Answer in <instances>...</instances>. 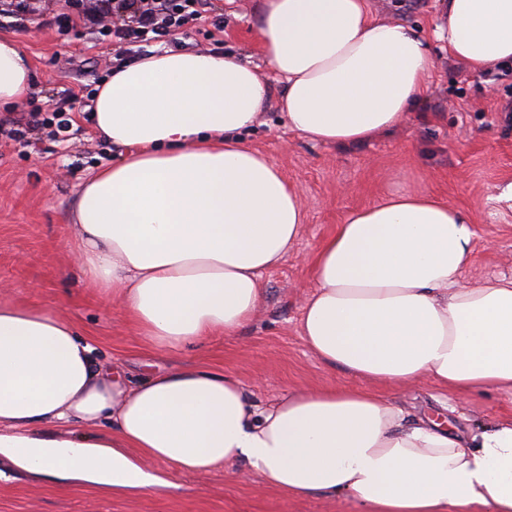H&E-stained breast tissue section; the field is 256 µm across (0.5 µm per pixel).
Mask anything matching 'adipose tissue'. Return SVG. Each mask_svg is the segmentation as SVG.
I'll list each match as a JSON object with an SVG mask.
<instances>
[{
	"label": "adipose tissue",
	"instance_id": "1",
	"mask_svg": "<svg viewBox=\"0 0 512 512\" xmlns=\"http://www.w3.org/2000/svg\"><path fill=\"white\" fill-rule=\"evenodd\" d=\"M436 37L473 70L512 68V0H439ZM257 36L284 85L288 127L351 146L395 129L429 89L435 58L370 0H261ZM33 83L0 36V106ZM269 96L234 54L166 49L115 66L90 120L124 149L73 203L80 267L147 344L174 353L234 336L262 277L294 247L306 208L246 142ZM477 231L435 196L405 192L352 212L317 248L299 334L363 389L291 392L261 407L239 378L176 365L132 381L50 307L0 300V457L59 484L151 495L162 463L256 472L291 497L349 494L366 512H512V417L456 434L408 420L381 394L416 380L512 403V276L466 287ZM105 423L101 434L87 428Z\"/></svg>",
	"mask_w": 512,
	"mask_h": 512
}]
</instances>
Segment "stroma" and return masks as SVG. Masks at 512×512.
Segmentation results:
<instances>
[{
  "mask_svg": "<svg viewBox=\"0 0 512 512\" xmlns=\"http://www.w3.org/2000/svg\"><path fill=\"white\" fill-rule=\"evenodd\" d=\"M258 6L259 0H211L210 13L224 17L225 51L259 65ZM372 6L381 18L404 22L431 41L437 69L418 114L365 144L313 143L288 132L277 106L281 89L272 85L247 140L298 191L308 211L304 233L288 256L264 273V301L253 321L239 335L211 338L178 359L235 374L263 405L288 391L356 384L343 370L321 365L298 332L313 286V255L352 211L401 192L432 194L462 211L478 230L464 283L512 275V207L497 199L512 183V127L500 112L512 105V73L496 67L475 72L452 59L433 39L441 21L436 0H372ZM56 8V0H37L25 30L7 31L31 61L34 83L27 99L39 105L105 77L115 59L114 45L88 30L65 40L39 26V14ZM71 117L64 141L39 132L26 146L0 138V298L55 308L94 344L102 364L122 363L135 376L164 369L173 360L139 339L117 302L96 296L70 250L71 206L80 185L120 158L119 149L106 146L82 112ZM389 398L410 419L432 417L462 432L512 414V405L494 394L464 402L424 379ZM166 477L168 488L141 497L59 489L14 475L0 480V512H363L350 496L289 497L247 469L198 475L171 468Z\"/></svg>",
  "mask_w": 512,
  "mask_h": 512,
  "instance_id": "stroma-1",
  "label": "stroma"
}]
</instances>
